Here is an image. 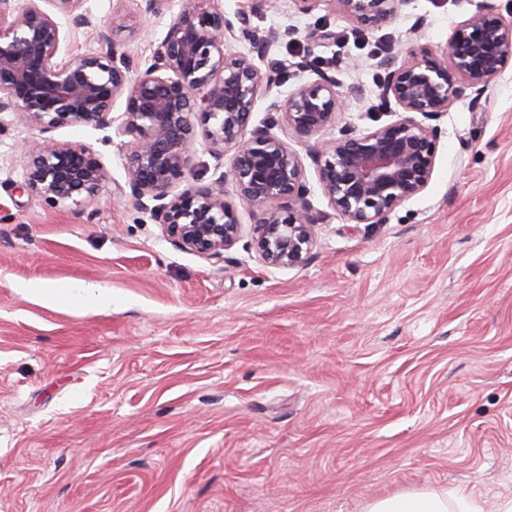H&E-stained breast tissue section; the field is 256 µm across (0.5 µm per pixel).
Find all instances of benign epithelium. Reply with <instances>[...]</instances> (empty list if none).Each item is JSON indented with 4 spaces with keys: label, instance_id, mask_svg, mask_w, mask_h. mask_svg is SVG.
I'll return each mask as SVG.
<instances>
[{
    "label": "benign epithelium",
    "instance_id": "obj_1",
    "mask_svg": "<svg viewBox=\"0 0 512 512\" xmlns=\"http://www.w3.org/2000/svg\"><path fill=\"white\" fill-rule=\"evenodd\" d=\"M86 0H0V114L13 115L45 137L21 146V189L50 208L77 212L105 192L131 199L182 250L222 258L242 237L238 205L255 208L251 246L275 268L307 263L317 218L299 153L290 140L311 139L336 125L345 108L335 76L317 79L273 103L280 120L255 124L258 98L282 84L305 59L263 70L258 62L276 37L251 25L274 0H249L224 12L219 0H179L150 55L134 60L136 28L122 5L112 21L94 22ZM302 12L323 3L356 23L390 26L410 0H293ZM95 28L93 47L64 55L69 38ZM249 44L242 52L227 38ZM309 46L336 40L327 26L306 34ZM380 99L400 108L396 119L365 134L319 140L309 153L330 206L352 224H383L432 180L440 128L434 121L459 100L480 105L488 86L512 68V19L483 5L457 24L446 45L389 50ZM124 112L112 116L118 100ZM67 126L116 127L132 137L123 154L125 182L111 183L100 156L47 133ZM279 127L280 133L273 132ZM218 161L234 150L230 169L200 183L194 157ZM231 183L238 201L228 199Z\"/></svg>",
    "mask_w": 512,
    "mask_h": 512
}]
</instances>
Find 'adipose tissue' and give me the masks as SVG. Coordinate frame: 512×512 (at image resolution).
<instances>
[{
  "label": "adipose tissue",
  "instance_id": "obj_1",
  "mask_svg": "<svg viewBox=\"0 0 512 512\" xmlns=\"http://www.w3.org/2000/svg\"><path fill=\"white\" fill-rule=\"evenodd\" d=\"M25 293L54 304L68 299L84 311L108 310L112 307V291L97 283L73 282L59 287L41 281L23 284ZM365 512H484L481 502L465 491H424L411 495H395L369 502Z\"/></svg>",
  "mask_w": 512,
  "mask_h": 512
}]
</instances>
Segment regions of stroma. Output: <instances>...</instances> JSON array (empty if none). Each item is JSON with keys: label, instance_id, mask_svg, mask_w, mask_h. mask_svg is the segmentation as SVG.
Listing matches in <instances>:
<instances>
[{"label": "stroma", "instance_id": "35a3bbf8", "mask_svg": "<svg viewBox=\"0 0 512 512\" xmlns=\"http://www.w3.org/2000/svg\"><path fill=\"white\" fill-rule=\"evenodd\" d=\"M482 1L411 0L384 34L292 0L253 23L278 37L266 69L335 30L314 51L346 102L327 140L390 121L386 35L443 47ZM439 125L428 188L382 224L338 215L292 140L316 243L274 268L245 238L184 251L125 197L47 208L15 188L40 133L0 114V512H364L460 487L495 512L512 496V70ZM52 136L124 181L115 129ZM30 280L103 283L112 307H48Z\"/></svg>", "mask_w": 512, "mask_h": 512}]
</instances>
